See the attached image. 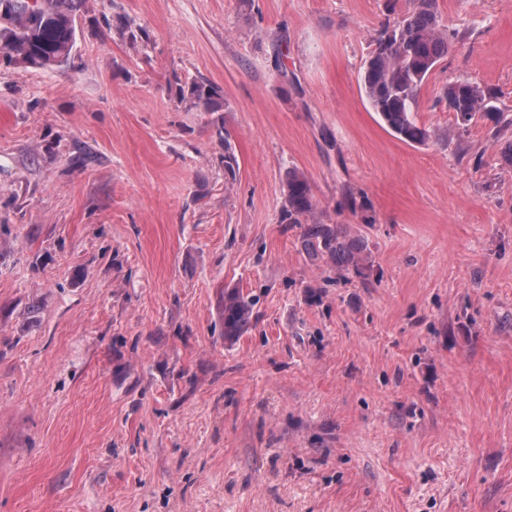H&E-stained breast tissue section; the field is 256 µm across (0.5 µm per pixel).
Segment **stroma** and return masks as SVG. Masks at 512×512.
<instances>
[{
    "mask_svg": "<svg viewBox=\"0 0 512 512\" xmlns=\"http://www.w3.org/2000/svg\"><path fill=\"white\" fill-rule=\"evenodd\" d=\"M438 5L421 145L361 90L410 0H84L0 61V512H512V0ZM448 109L456 114V122L460 127L467 126L480 112H497L489 106L485 92L467 79H458L448 83L443 92ZM182 100H188L190 107L200 112H215L221 106V91L213 86L192 85ZM286 219L291 224H303L316 208L312 187L307 177L299 171L288 173L286 182ZM304 246L316 255L329 254L336 261L337 267L356 264L353 246L337 225L311 224L305 234ZM254 316L253 304L240 294H225L223 309L224 333H236L248 326Z\"/></svg>",
    "mask_w": 512,
    "mask_h": 512,
    "instance_id": "obj_1",
    "label": "stroma"
}]
</instances>
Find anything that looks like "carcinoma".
I'll list each match as a JSON object with an SVG mask.
<instances>
[{
  "label": "carcinoma",
  "mask_w": 512,
  "mask_h": 512,
  "mask_svg": "<svg viewBox=\"0 0 512 512\" xmlns=\"http://www.w3.org/2000/svg\"><path fill=\"white\" fill-rule=\"evenodd\" d=\"M436 2L412 0V10L380 32L361 75V88L372 109L394 133L411 143L422 144L429 138L428 131L414 118L418 94L452 46ZM79 5L80 0H35L31 8L28 0H0V52L43 68L64 66L76 43ZM443 98L460 127L479 113L495 111L480 86L466 79L448 83ZM183 99L200 112H214L221 106L222 95L216 87L194 85ZM286 200L288 223L303 224L313 215L316 204L312 187L303 173H288ZM304 246L316 255L329 254L340 268L355 264L353 246L336 225H310ZM253 316V304L247 298L224 295L225 332L241 331Z\"/></svg>",
  "instance_id": "1"
}]
</instances>
